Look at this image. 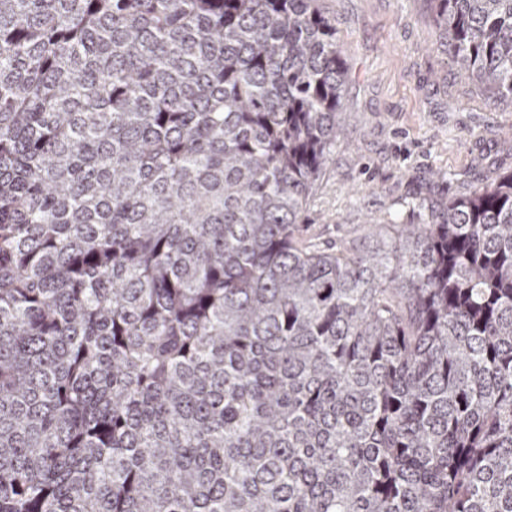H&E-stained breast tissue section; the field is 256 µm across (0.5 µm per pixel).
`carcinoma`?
I'll return each mask as SVG.
<instances>
[{"label":"carcinoma","instance_id":"obj_1","mask_svg":"<svg viewBox=\"0 0 512 512\" xmlns=\"http://www.w3.org/2000/svg\"><path fill=\"white\" fill-rule=\"evenodd\" d=\"M314 0H0V512H512V174L302 238ZM512 99V0H431Z\"/></svg>","mask_w":512,"mask_h":512}]
</instances>
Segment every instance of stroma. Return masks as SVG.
<instances>
[{"instance_id":"obj_1","label":"stroma","mask_w":512,"mask_h":512,"mask_svg":"<svg viewBox=\"0 0 512 512\" xmlns=\"http://www.w3.org/2000/svg\"><path fill=\"white\" fill-rule=\"evenodd\" d=\"M314 7L336 27L347 79L342 134L303 214L306 236L326 249L362 245L368 223H421L512 173V99L488 105L484 87L459 76L429 0Z\"/></svg>"}]
</instances>
